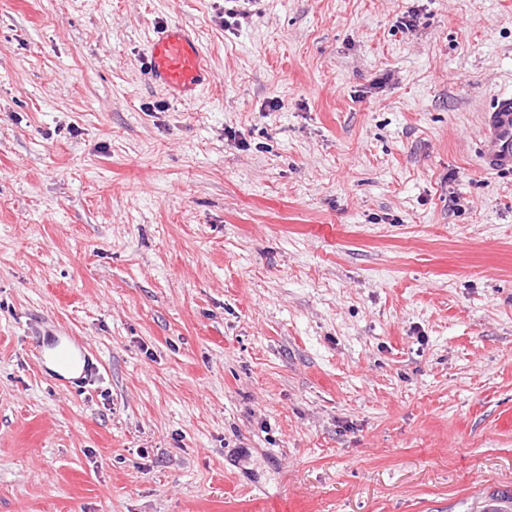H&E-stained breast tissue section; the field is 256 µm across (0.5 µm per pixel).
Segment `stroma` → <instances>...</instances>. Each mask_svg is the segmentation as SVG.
Segmentation results:
<instances>
[{"label":"stroma","mask_w":512,"mask_h":512,"mask_svg":"<svg viewBox=\"0 0 512 512\" xmlns=\"http://www.w3.org/2000/svg\"><path fill=\"white\" fill-rule=\"evenodd\" d=\"M227 9L0 0V512H483L512 495V175L480 158L512 0ZM164 23L213 71L193 101L144 76ZM68 342L57 349L53 356L55 362L60 366L63 370H69L72 366L77 365V361L72 350V347L77 348L80 352L81 361H83V374L84 376L88 373H91L95 370L96 365L94 364L91 357L86 354L83 350V347L80 345L79 341L74 339L71 336H68Z\"/></svg>","instance_id":"1"}]
</instances>
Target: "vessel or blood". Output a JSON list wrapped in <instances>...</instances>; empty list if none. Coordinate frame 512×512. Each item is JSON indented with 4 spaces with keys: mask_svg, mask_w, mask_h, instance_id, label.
Segmentation results:
<instances>
[{
    "mask_svg": "<svg viewBox=\"0 0 512 512\" xmlns=\"http://www.w3.org/2000/svg\"><path fill=\"white\" fill-rule=\"evenodd\" d=\"M144 67L150 81L180 101L193 100L210 79L209 64L194 33L183 26L170 24L154 29L148 41ZM485 166L496 171L512 172V95L498 96L490 106L484 125ZM76 339L57 349L54 359L61 369L82 363L84 373L95 364L90 356L76 358Z\"/></svg>",
    "mask_w": 512,
    "mask_h": 512,
    "instance_id": "vessel-or-blood-1",
    "label": "vessel or blood"
}]
</instances>
